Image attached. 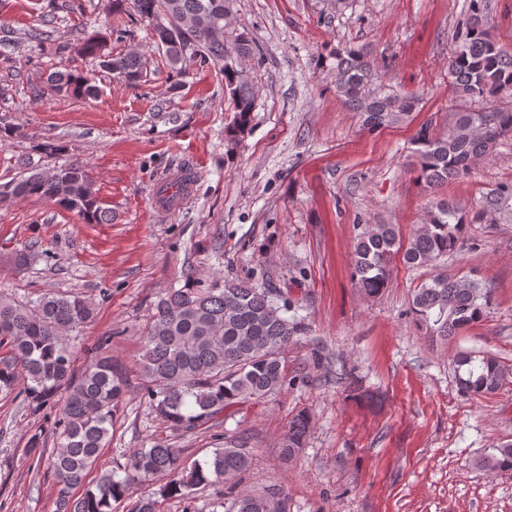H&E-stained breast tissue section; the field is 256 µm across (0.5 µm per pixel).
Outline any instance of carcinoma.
<instances>
[{"instance_id":"cac0c4a2","label":"carcinoma","mask_w":512,"mask_h":512,"mask_svg":"<svg viewBox=\"0 0 512 512\" xmlns=\"http://www.w3.org/2000/svg\"><path fill=\"white\" fill-rule=\"evenodd\" d=\"M231 3L110 0L109 8L147 23L172 72L182 73L188 57L218 66L235 112L226 129V139L233 144L254 111L255 91L245 62L259 48L243 32L230 34ZM486 10V0H470L468 23L457 34L448 63L456 93L475 108L452 113L442 133L427 122L411 140L413 164L430 187L465 177L477 159L512 138V108L495 104L496 98L512 95V55L490 36ZM107 44L108 34L100 33L60 43L56 51L97 57L129 83L146 75L145 54L114 55ZM372 70L373 61L365 53L352 48L336 52V93L361 115L364 126L375 130L410 116L417 100L374 86ZM47 84L48 91L67 96L97 92L93 77L77 69L51 73ZM32 197L75 211L87 224L112 223V211L103 206L78 161L47 171L28 168L0 184L1 203ZM469 224H512V180L491 185L471 206L430 201L423 222L406 240L398 224L358 225L351 279L362 295L375 297L388 287L399 256L413 268L433 269L414 290L409 314L429 341L445 342L482 321L491 307V289L483 287L477 271L453 277L434 271L441 258L458 249ZM93 314L91 302L78 296L46 293L28 304L0 292V395L15 393L34 412L56 409L57 448L46 454L34 435L26 455L54 476L57 512H112V503L126 496L130 483L165 476L158 492L132 508L160 512L163 500L193 499L198 491L245 472L252 457L242 445L227 443L207 459L190 462L172 436L218 426L227 408L265 399L285 386L288 374L281 354L307 327L288 316V301L278 298L277 289L221 276L208 284L190 279L157 302L140 336V368L148 405L169 434L155 438L148 448L133 450L118 471L102 475L75 497L72 490L82 485L109 444L124 396L123 375L108 352V337L96 343L81 374L73 371L68 333L87 324ZM453 364L461 391L470 395L491 394L512 375L495 358L469 351L459 352ZM308 433V416L295 415L281 443L283 455L290 458L304 447ZM477 464L492 473L511 474L512 444L488 449ZM221 506L224 512H289V499L283 485L273 484L255 493L229 491Z\"/></svg>"}]
</instances>
